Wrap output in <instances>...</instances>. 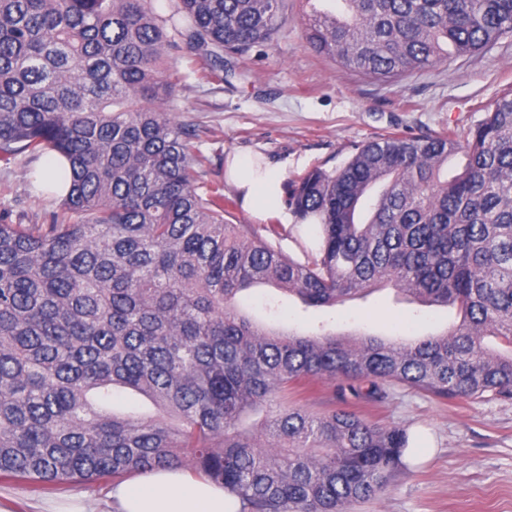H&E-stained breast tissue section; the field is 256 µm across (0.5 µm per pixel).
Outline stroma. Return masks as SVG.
Returning <instances> with one entry per match:
<instances>
[{
    "label": "stroma",
    "mask_w": 512,
    "mask_h": 512,
    "mask_svg": "<svg viewBox=\"0 0 512 512\" xmlns=\"http://www.w3.org/2000/svg\"><path fill=\"white\" fill-rule=\"evenodd\" d=\"M325 6V0H288L287 25L272 45L249 53L243 78L200 80L188 53L172 50L182 81L167 110L195 129L205 184L223 185L225 195H233L225 164L235 153L266 155L282 165L288 181L316 167H340L354 145L390 133L470 127L512 90L511 37L392 82L341 69L303 38L309 14ZM41 164L26 154L0 164V218L7 223L41 224L59 210L58 198L30 181ZM244 305L256 319L290 329L387 335L405 325L419 336L448 322L447 313L405 303L391 288L342 306L307 308L261 286ZM366 412L407 428L409 447L386 491L349 505L348 512H512V400L443 401L399 385ZM111 487L105 480L71 483L46 494L28 481L0 479V501L10 512H41L46 501L65 503L80 494L104 500Z\"/></svg>",
    "instance_id": "35a3bbf8"
}]
</instances>
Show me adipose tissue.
Listing matches in <instances>:
<instances>
[{
  "label": "adipose tissue",
  "mask_w": 512,
  "mask_h": 512,
  "mask_svg": "<svg viewBox=\"0 0 512 512\" xmlns=\"http://www.w3.org/2000/svg\"><path fill=\"white\" fill-rule=\"evenodd\" d=\"M227 177L243 209L264 220L284 209L283 170L262 154L234 155ZM238 502L223 488L180 469L156 470L115 484L104 505L85 500L70 510L46 502L43 512H237Z\"/></svg>",
  "instance_id": "1"
}]
</instances>
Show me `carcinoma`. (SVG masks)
Here are the masks:
<instances>
[{
	"label": "carcinoma",
	"mask_w": 512,
	"mask_h": 512,
	"mask_svg": "<svg viewBox=\"0 0 512 512\" xmlns=\"http://www.w3.org/2000/svg\"><path fill=\"white\" fill-rule=\"evenodd\" d=\"M339 2L349 19L314 11L306 44L378 80L512 35V0ZM287 23L286 0H174L166 17L153 0H0V161L59 155L70 179L49 223L0 222V479L186 466L238 512H347L385 491L408 448L406 428L356 405L394 385L512 400V91L467 130L388 135L291 180L288 209L317 219L303 262L229 223L224 188H201L196 133L166 111L169 51L218 78ZM387 284L459 322L418 338L302 333L237 302L265 285L333 307ZM318 383L347 407L288 402ZM116 390L156 416L114 409Z\"/></svg>",
	"instance_id": "carcinoma-1"
}]
</instances>
